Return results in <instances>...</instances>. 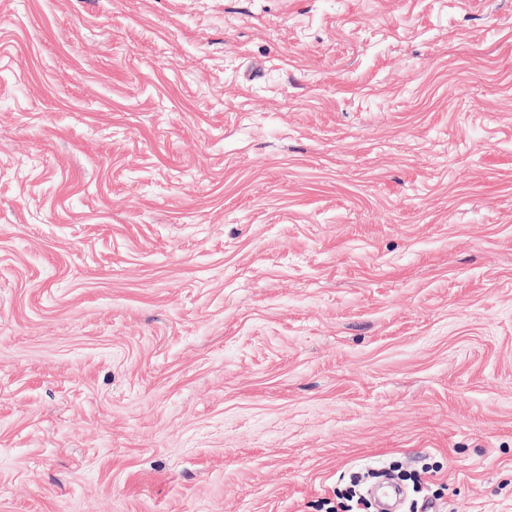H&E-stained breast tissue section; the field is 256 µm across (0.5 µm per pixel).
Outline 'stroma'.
Segmentation results:
<instances>
[{
    "instance_id": "35a3bbf8",
    "label": "stroma",
    "mask_w": 512,
    "mask_h": 512,
    "mask_svg": "<svg viewBox=\"0 0 512 512\" xmlns=\"http://www.w3.org/2000/svg\"><path fill=\"white\" fill-rule=\"evenodd\" d=\"M512 512V0H0V512Z\"/></svg>"
}]
</instances>
